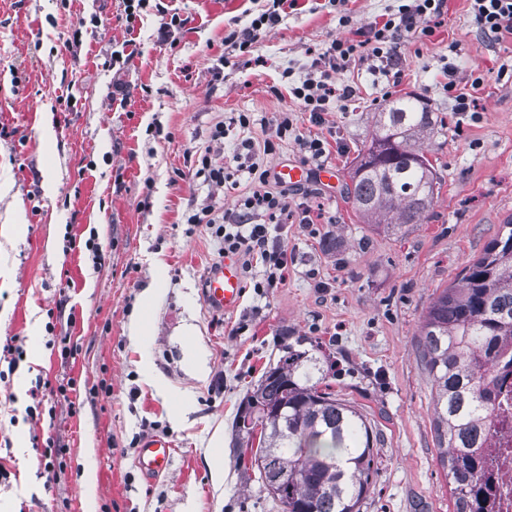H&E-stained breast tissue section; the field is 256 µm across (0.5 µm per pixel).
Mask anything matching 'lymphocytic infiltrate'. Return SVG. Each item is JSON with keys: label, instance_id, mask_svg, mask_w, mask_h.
Listing matches in <instances>:
<instances>
[{"label": "lymphocytic infiltrate", "instance_id": "lymphocytic-infiltrate-1", "mask_svg": "<svg viewBox=\"0 0 512 512\" xmlns=\"http://www.w3.org/2000/svg\"><path fill=\"white\" fill-rule=\"evenodd\" d=\"M445 0H408L385 22L374 25L369 37L338 39L317 53L299 82L288 83V93L300 101L310 122L319 124L332 106H344L355 90L337 85L334 76L350 64L367 66L371 72L391 74L398 65V45L408 34L430 35L433 25L443 14ZM469 13L481 34L489 41L503 43L512 39V0H469ZM294 139L309 163L319 166L330 154V143L324 137H306L299 130L295 113H280L275 130L262 142L244 140L243 150L233 157V166L213 165L202 157L200 172L206 181L223 187L233 182L236 174H247L256 190L242 194L234 208L225 210L215 232L224 240L225 252L237 255L243 272L253 266L263 268L256 291L277 288L288 276V223L295 218L288 206V194L272 189L268 173L259 158L276 151L280 141Z\"/></svg>", "mask_w": 512, "mask_h": 512}]
</instances>
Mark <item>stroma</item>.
I'll return each mask as SVG.
<instances>
[{
  "label": "stroma",
  "mask_w": 512,
  "mask_h": 512,
  "mask_svg": "<svg viewBox=\"0 0 512 512\" xmlns=\"http://www.w3.org/2000/svg\"><path fill=\"white\" fill-rule=\"evenodd\" d=\"M402 3L296 0L245 54L224 39L271 0H146L132 18L123 0H0V347L23 349L16 366L0 361V512H283L232 422L291 338L318 348L332 392L371 424L376 474L361 512H454L416 343L431 300L512 217V79L499 74L512 49L481 36L467 0H446L432 35L405 38L395 86L363 66L336 73L354 101L323 124L299 122L304 136L333 135L336 185L289 186L292 207L311 206L317 221L289 225L293 262L279 288H248L235 311H209L202 285L224 241L187 221L238 198L197 176L202 155L223 162L242 140L268 136L279 113L300 114L270 91L282 72L303 77L307 49ZM449 62L459 84L483 78L475 114L454 112L438 84ZM386 86L445 122L424 144L439 177L429 217L395 235L369 231L344 194L375 112L390 105ZM240 112L259 124H230ZM220 122L229 128L219 143ZM327 237L340 252L323 248ZM151 286L150 330L136 339L130 323ZM64 378L76 386L60 401L52 390ZM44 384L49 393L33 399ZM151 433L173 443L154 480L134 466ZM48 447L60 462L51 472Z\"/></svg>",
  "instance_id": "stroma-1"
}]
</instances>
